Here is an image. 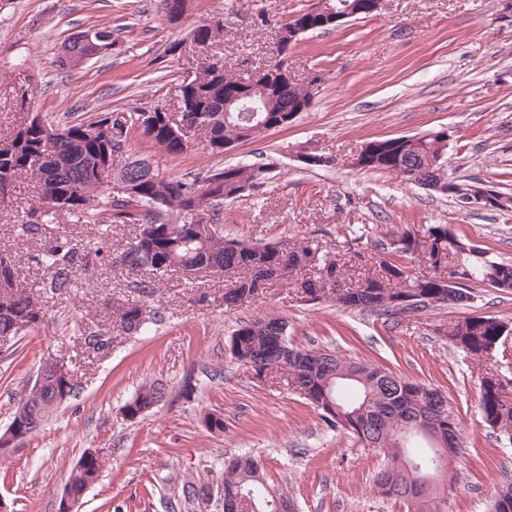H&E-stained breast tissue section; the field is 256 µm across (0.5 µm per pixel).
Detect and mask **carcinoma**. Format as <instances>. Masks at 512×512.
I'll return each instance as SVG.
<instances>
[{"instance_id": "1", "label": "carcinoma", "mask_w": 512, "mask_h": 512, "mask_svg": "<svg viewBox=\"0 0 512 512\" xmlns=\"http://www.w3.org/2000/svg\"><path fill=\"white\" fill-rule=\"evenodd\" d=\"M207 47L224 38L220 19L193 30ZM271 76L265 85L254 89L258 112H226V102L250 78H241L226 69L203 72L192 80L187 99L192 111L190 125L169 112H107L64 125L47 123L38 114L29 123H20L14 132L0 140V204L27 181L33 189L32 203L19 229L26 235L44 239L46 246L35 256L49 273L44 287L56 295H66L77 287L78 272L89 267L102 254L98 243L78 244L56 224L66 215L77 222L132 224L138 233L133 242L117 256L131 273L148 272L156 278L178 272L187 279L197 273L222 270L235 277L224 289L228 309L243 302L252 293L264 289L267 281H289L292 273L312 270L314 276L294 280V287L320 290L311 296L324 297L343 307L371 311L385 320L403 317L396 300L415 294L423 303H436L452 292L459 297L452 303L470 299L467 283L486 284L501 292L512 291V263L492 261L480 246L458 238L446 224H430L421 233L404 231L397 246L381 247L379 259L369 258L371 268L357 281L342 287L344 268L330 251L306 238L294 243L259 245L224 238L219 206L262 187L270 179L271 164H236L190 172L164 180L158 178L146 159L127 153L128 135L137 129L163 153L180 154L201 141L204 148L222 153L239 143L255 141L293 113L308 109L315 88L298 83L288 72L287 57L274 46ZM448 134L444 130L422 136H405L368 141L372 148L364 170L401 173L406 167L436 172L442 182L440 192L458 201L478 193L481 181L451 177L441 181ZM112 156L109 171L102 169L104 153ZM425 254L447 261L448 282L435 273L430 277H412L401 259ZM135 288L141 299L116 303L114 322L127 333H137L153 322L155 313L146 298L152 296L155 283L140 280ZM41 293L21 280L17 261L0 256V336L13 338L44 323ZM287 321L272 315L244 322L230 338L232 357L250 363L257 377L265 370L277 371L315 409L332 428L353 435L366 447L381 448L389 458L385 470L376 476L381 493L405 501L409 512H438L435 499L429 498L407 471V463L424 468L452 470L460 447L459 423L448 408V401L433 387L411 381L392 371L355 361H345L323 349L293 346L287 338ZM507 333L505 324L491 316H464L448 324L443 335L457 347L475 357L490 354ZM43 383L31 387L16 410L27 426L39 429L71 395L75 386V368L70 381L56 377L45 365ZM162 387L146 384L127 406L160 403ZM479 406L484 422L512 443V380L488 376L480 385ZM424 422L439 430L448 445L446 458L407 441L410 425ZM81 469L72 471L69 482L79 496L97 483L103 468L102 457H81ZM224 508L229 512H280L282 501L270 490L260 474V466L251 457H239L224 467L220 478ZM492 512H512V484L497 493Z\"/></svg>"}]
</instances>
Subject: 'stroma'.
<instances>
[{"label":"stroma","instance_id":"obj_1","mask_svg":"<svg viewBox=\"0 0 512 512\" xmlns=\"http://www.w3.org/2000/svg\"><path fill=\"white\" fill-rule=\"evenodd\" d=\"M311 2L191 0L173 25L160 0H0V134L27 111L66 123L104 111L176 109L180 80L200 58L187 43L194 28L223 18L217 50L245 77L270 60L275 28ZM93 28L111 30V50L77 69L60 67L62 44ZM179 41L183 50L171 52ZM288 68L300 82L322 77L311 108L288 126L218 155L195 148L168 155L134 130L129 152L150 159L161 179L273 162L265 186L224 203L225 236L261 244L307 238L331 249L352 275L360 255L376 254L390 231L429 224L448 225L488 258L512 263V214L465 209L398 173L345 164L365 142L444 130L441 176L477 178L512 193V15L501 0H385L377 16L303 35ZM305 146L336 165H305L297 157ZM29 196L20 186L12 207L0 208V253L15 256L28 286L42 290L46 318L0 345V433L43 365H76L77 378L72 396L39 430L0 450V498L9 512H58L71 469L94 449L105 466L75 512H187L183 484L215 481L226 462L244 454L259 460L268 485L298 512H408L375 484L388 461L383 451L327 426L286 383L260 382L231 356L229 339L240 322L272 314L286 318L294 346L330 350L442 392L462 442L453 463L458 483L444 512H490L497 489L512 483V447L478 407L485 371L512 380V333L482 360L440 333L463 316L512 326V292L474 284L465 304L393 324L328 300L304 301L277 279L228 310L223 272L191 283L171 275L150 299L155 322L126 333L115 328L112 305L136 291L112 257L135 226L114 224L103 233L60 217L73 239L99 241L103 257L80 271L70 295L58 296L43 291L45 272L34 261L43 240L14 227ZM92 331L111 334V347L88 348L84 336ZM152 382L164 385L165 399L127 418L125 404ZM187 382L195 386L189 396ZM209 413L223 417V431L206 427Z\"/></svg>","mask_w":512,"mask_h":512}]
</instances>
